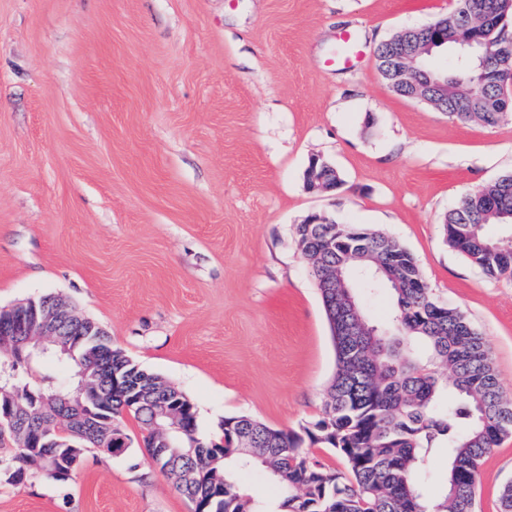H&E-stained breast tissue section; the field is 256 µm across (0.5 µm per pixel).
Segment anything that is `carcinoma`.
Masks as SVG:
<instances>
[{
  "mask_svg": "<svg viewBox=\"0 0 512 512\" xmlns=\"http://www.w3.org/2000/svg\"><path fill=\"white\" fill-rule=\"evenodd\" d=\"M512 0H456L447 15L435 20L448 34L441 51L456 59L448 83L462 81L466 95H448L429 104L449 118L485 126L497 124L512 109ZM428 40L426 28H410L381 42L378 67L409 53ZM512 228V172L500 175L470 194L446 215L448 245L491 278L512 276V235L494 240L486 226ZM298 247L310 265L323 303L336 354V370L324 399V416L304 434L276 429L249 416L224 419V446L209 440L201 448H167L179 458L177 471L192 472L188 485L177 484L191 503L206 512H475L476 481L484 458L503 437L512 434V395L500 386L490 352L468 318L436 301L417 260L396 239L353 224H299ZM391 291L389 319L377 324L361 310L354 288ZM353 305V325L361 343L347 340L343 308ZM63 360L76 369L71 391H56V376L41 382L22 381L17 398L32 414L25 431L45 427L54 439L74 441L84 452L101 448L100 438H83L78 390L97 384L104 417L126 431L132 416L143 432V447L154 448L152 422L156 407L167 398L159 376L141 368L110 336H91L89 343ZM121 371L146 390L149 398L132 405L126 392L100 380L106 369ZM15 447L0 455L8 466L6 482L16 475L43 477L64 484L69 478L53 471V460L65 448L21 446L19 435L0 428ZM244 439L251 454L231 443ZM346 463L331 467L302 448L304 439ZM444 450L448 470L443 490L433 494L424 473L431 456ZM264 467L279 491L275 503L245 494L239 476Z\"/></svg>",
  "mask_w": 512,
  "mask_h": 512,
  "instance_id": "obj_1",
  "label": "carcinoma"
}]
</instances>
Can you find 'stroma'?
Wrapping results in <instances>:
<instances>
[{
	"label": "stroma",
	"instance_id": "35a3bbf8",
	"mask_svg": "<svg viewBox=\"0 0 512 512\" xmlns=\"http://www.w3.org/2000/svg\"><path fill=\"white\" fill-rule=\"evenodd\" d=\"M455 0H0V308L68 300L195 405L292 431L320 419L329 324L295 227L318 213L403 243L482 334L512 393V278L448 246L445 215L512 171V111L461 123L390 91L376 47ZM363 51L338 64L341 33ZM344 185L307 189L312 157ZM512 435L481 463L500 512ZM0 512H193L131 447Z\"/></svg>",
	"mask_w": 512,
	"mask_h": 512
}]
</instances>
